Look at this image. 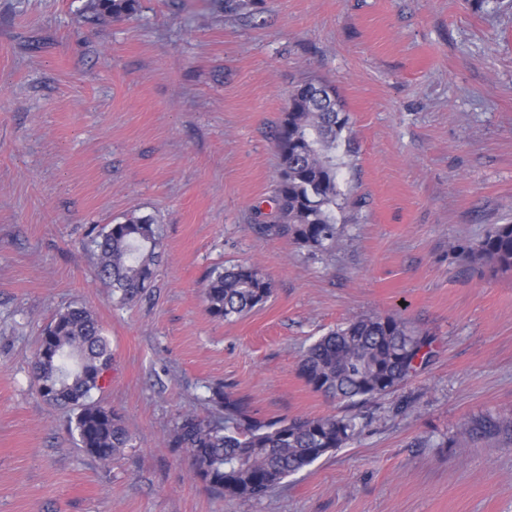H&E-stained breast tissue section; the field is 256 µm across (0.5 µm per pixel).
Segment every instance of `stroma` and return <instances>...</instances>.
Instances as JSON below:
<instances>
[{"label":"stroma","instance_id":"stroma-1","mask_svg":"<svg viewBox=\"0 0 512 512\" xmlns=\"http://www.w3.org/2000/svg\"><path fill=\"white\" fill-rule=\"evenodd\" d=\"M87 0H0V512H512V270L457 248L512 223V0H138L96 21ZM334 85L338 240L312 253L255 227L275 216V131L288 93ZM159 224L147 296L95 276L92 227ZM257 264L260 308L211 317L203 280ZM91 309L112 347L95 400L135 447L79 448L31 374L44 328ZM397 315L435 339L397 390L350 408L298 372L337 326ZM266 418L353 413L348 445L266 497L208 491L180 415L214 387ZM462 433L470 440L504 436L506 439L511 438L512 441V426L509 429L492 416H484L471 421L464 425Z\"/></svg>","mask_w":512,"mask_h":512}]
</instances>
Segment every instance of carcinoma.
Here are the masks:
<instances>
[{
  "label": "carcinoma",
  "mask_w": 512,
  "mask_h": 512,
  "mask_svg": "<svg viewBox=\"0 0 512 512\" xmlns=\"http://www.w3.org/2000/svg\"><path fill=\"white\" fill-rule=\"evenodd\" d=\"M97 19L122 20L137 0H88ZM333 87L307 82L288 94V111L276 132L279 171L275 188L277 221L257 225L267 237H287L310 252L336 245V147L348 116ZM97 278L123 302L142 298L162 254L159 225L131 216L91 237ZM459 257L490 270H512V223L494 224ZM270 281L252 263L209 273L203 296L208 313L219 320L239 318L263 306ZM433 338L411 329L399 316H363L329 331L302 355L298 372L312 388L338 401L356 404L388 394L410 380L432 356ZM112 366L109 340L97 317L84 306H69L44 330L32 363L41 398L69 409L70 431L79 447L109 462L134 447L122 416L93 399ZM208 419L184 414L169 447L187 451L194 475L212 492L243 501L260 499L288 477L342 448L356 433V417L265 419L243 398L219 387ZM471 440L504 436L512 428L492 416L464 425Z\"/></svg>",
  "instance_id": "obj_1"
}]
</instances>
